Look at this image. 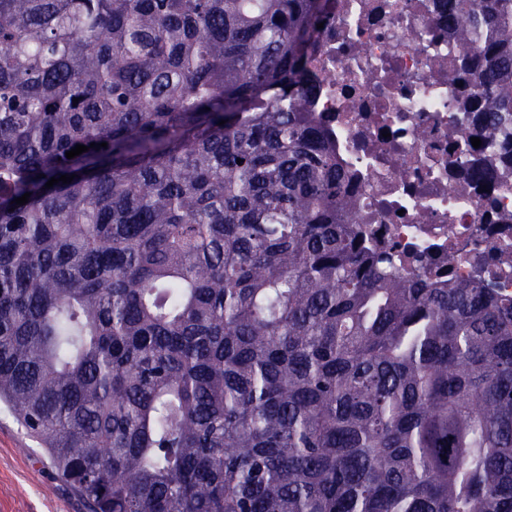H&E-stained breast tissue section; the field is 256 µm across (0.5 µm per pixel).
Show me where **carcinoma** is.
<instances>
[{
  "label": "carcinoma",
  "mask_w": 512,
  "mask_h": 512,
  "mask_svg": "<svg viewBox=\"0 0 512 512\" xmlns=\"http://www.w3.org/2000/svg\"><path fill=\"white\" fill-rule=\"evenodd\" d=\"M323 21L0 0V402L90 512H512V296L362 243ZM448 32L511 169L512 0Z\"/></svg>",
  "instance_id": "cac0c4a2"
}]
</instances>
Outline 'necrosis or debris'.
<instances>
[{"mask_svg":"<svg viewBox=\"0 0 512 512\" xmlns=\"http://www.w3.org/2000/svg\"><path fill=\"white\" fill-rule=\"evenodd\" d=\"M309 77L311 109L349 174L364 240L394 268L512 295V177L471 180L494 154L461 149L475 115L449 69L464 62L441 24L444 0H330Z\"/></svg>","mask_w":512,"mask_h":512,"instance_id":"1","label":"necrosis or debris"}]
</instances>
